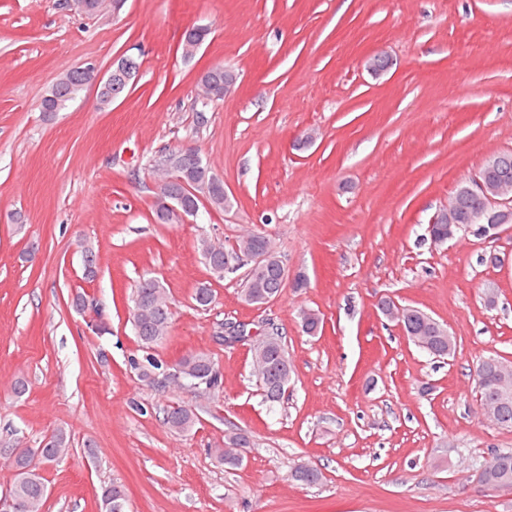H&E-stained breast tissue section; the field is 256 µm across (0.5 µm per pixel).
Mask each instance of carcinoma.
<instances>
[{
  "label": "carcinoma",
  "mask_w": 512,
  "mask_h": 512,
  "mask_svg": "<svg viewBox=\"0 0 512 512\" xmlns=\"http://www.w3.org/2000/svg\"><path fill=\"white\" fill-rule=\"evenodd\" d=\"M211 30L208 27L194 25L185 30L183 43L188 46L186 54H191L194 45L207 40ZM236 77V74L222 66L212 69L207 76L209 86L213 89L215 100L224 99V81ZM87 81L83 72L72 69L63 74L54 83L41 105H49L58 111L67 102L73 100L84 88ZM170 166L174 169L173 178L160 187L159 195L154 203V221L157 224L176 222L163 201L174 198L180 201L187 210L200 209L202 202L195 198L186 186L202 183L208 178V166L198 165L188 155L179 153L173 148L168 154ZM494 185L512 188V152L501 153L482 168ZM208 205L223 210L231 203L224 198V182H209ZM454 213L463 222L461 228L469 229L478 237L482 236L480 226L468 224L466 220L481 207V201L458 188L451 198ZM81 257L87 259L93 270L89 276L96 274L98 252L92 243L79 239L76 242ZM271 247L269 239L261 233L247 234L231 246L215 241L207 236L197 240V252L201 256L210 276L222 280L228 274L244 270V288L242 298L249 304L262 305L268 298H274L284 290V270L286 265L282 257L273 252L266 264L252 266L248 258L251 254L265 251ZM299 324L304 334L316 336L322 330L323 318L312 309L299 311ZM172 324L171 302L166 288L156 279L146 278L136 288L133 298V327L135 335L143 347L149 349L162 343L170 334ZM407 339L420 349L436 358L444 359L453 354L455 347L448 346V329L419 309H412L405 320ZM254 372L261 385L265 400L273 406L282 399L288 383L292 378L293 368L278 332L262 335L252 344ZM512 361L495 356L480 361L474 371V377L480 394V405L496 414L495 425L500 428L512 429V394L501 396L502 380L499 377L497 363ZM177 378L186 387L217 390L221 387L220 373L211 355L205 352L190 354L177 364ZM198 421L197 415L189 408L174 406L164 411L163 423L170 432L184 435L193 430ZM250 447L249 437L242 432H231L224 436V447L214 449L220 462L235 468L243 463L238 449ZM69 449V439L64 430H57L38 448L28 450L15 458L9 459L15 471L14 481L8 495L19 505L17 512H44L47 500V486L40 465L49 464L63 457ZM480 467L483 468V479L487 483H500L504 480L512 483V449H490ZM292 477L305 484L315 485L321 480V473L308 466L297 467ZM102 512H126V497L122 487L116 483L108 484L102 491Z\"/></svg>",
  "instance_id": "carcinoma-1"
}]
</instances>
